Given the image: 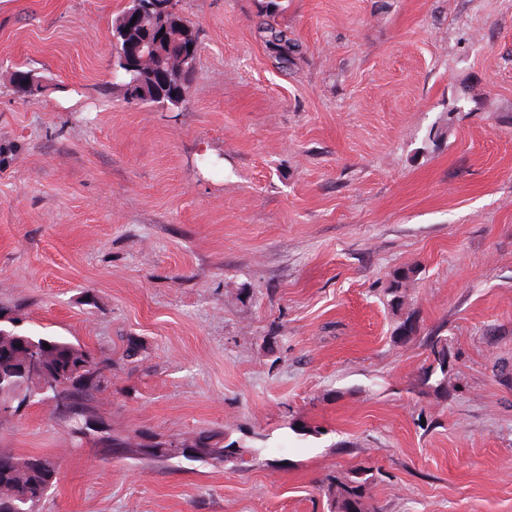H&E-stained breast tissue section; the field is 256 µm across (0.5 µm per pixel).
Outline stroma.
I'll return each instance as SVG.
<instances>
[{"instance_id":"stroma-1","label":"stroma","mask_w":512,"mask_h":512,"mask_svg":"<svg viewBox=\"0 0 512 512\" xmlns=\"http://www.w3.org/2000/svg\"><path fill=\"white\" fill-rule=\"evenodd\" d=\"M278 2L180 0L170 109L113 83L129 0H0V307L111 365L101 427L247 450L105 460L32 404L0 452L55 461L39 512H329L359 466L379 512H512V0ZM181 15H174L172 17H167L165 20L169 25L172 42L173 43H184L185 42V44L196 42L195 51L197 52L199 50V47L201 44L200 32L185 17H184V19H185L184 20L181 17ZM185 23H187L188 26ZM263 25L262 30L267 34L266 42L276 54L275 57L282 62H288L298 45L288 37L287 32L277 29L272 23L264 22ZM415 276L413 269H403L395 272L386 288L390 296L389 305L395 311H402L406 305V291ZM216 434H210L202 432L192 442H194V448H200L195 454L191 456H173L169 455L167 448H162V442H157L155 445L154 455L149 459L171 461L173 459L183 458L187 461H206V459L225 460L228 461L230 454L225 453L229 446H218V442L214 441Z\"/></svg>"}]
</instances>
